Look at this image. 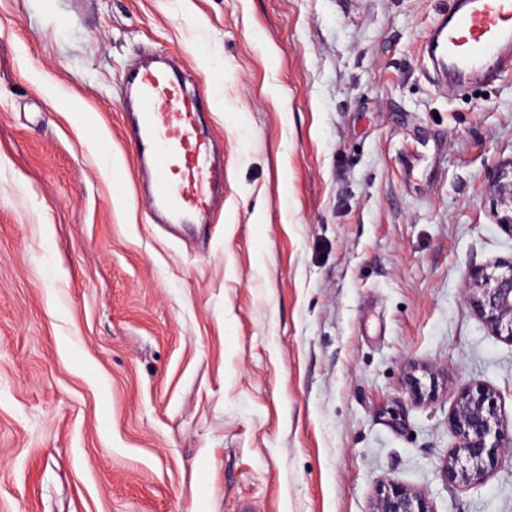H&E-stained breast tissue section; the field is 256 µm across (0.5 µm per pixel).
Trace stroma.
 <instances>
[{
  "label": "stroma",
  "mask_w": 512,
  "mask_h": 512,
  "mask_svg": "<svg viewBox=\"0 0 512 512\" xmlns=\"http://www.w3.org/2000/svg\"><path fill=\"white\" fill-rule=\"evenodd\" d=\"M449 0H0V512H512V446L447 481L452 416L512 431V78L451 98ZM200 89L224 205L146 206L124 69ZM493 188L502 197L504 203L510 207L511 215L505 218L504 223L512 231V162L509 163V169L504 168L500 171ZM479 294L473 297L478 311L498 330H507L512 337V265L508 273L493 276L484 269L471 274ZM375 512H430L417 496L401 490L394 489L384 495Z\"/></svg>",
  "instance_id": "35a3bbf8"
}]
</instances>
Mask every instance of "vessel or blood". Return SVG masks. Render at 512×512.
I'll list each match as a JSON object with an SVG mask.
<instances>
[{
  "instance_id": "1",
  "label": "vessel or blood",
  "mask_w": 512,
  "mask_h": 512,
  "mask_svg": "<svg viewBox=\"0 0 512 512\" xmlns=\"http://www.w3.org/2000/svg\"><path fill=\"white\" fill-rule=\"evenodd\" d=\"M434 80L460 92L512 77V0H452L424 45ZM122 112L163 224H204L224 202V173L200 120L202 98L149 58L122 76Z\"/></svg>"
}]
</instances>
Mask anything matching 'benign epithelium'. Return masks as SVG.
Wrapping results in <instances>:
<instances>
[{
	"label": "benign epithelium",
	"mask_w": 512,
	"mask_h": 512,
	"mask_svg": "<svg viewBox=\"0 0 512 512\" xmlns=\"http://www.w3.org/2000/svg\"><path fill=\"white\" fill-rule=\"evenodd\" d=\"M494 190L512 208V162L497 176ZM471 279L479 294L473 297L478 311L498 330L512 337V267L493 276L478 269ZM454 427L461 440L457 453L447 461L446 477L451 482L471 483L496 469L497 449L505 433L490 393L479 390L464 395L454 413ZM376 512H428L417 496L394 489L380 500Z\"/></svg>",
	"instance_id": "7a95c632"
}]
</instances>
